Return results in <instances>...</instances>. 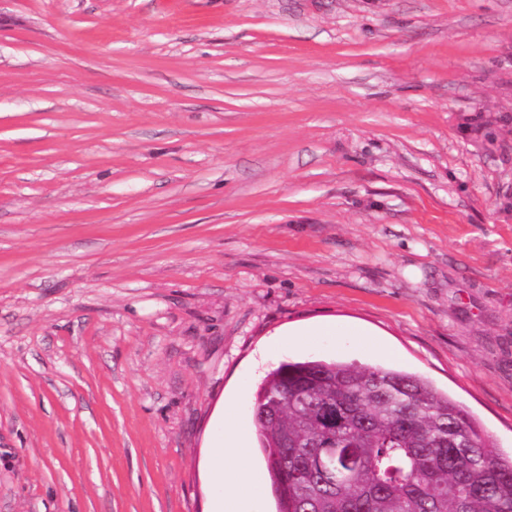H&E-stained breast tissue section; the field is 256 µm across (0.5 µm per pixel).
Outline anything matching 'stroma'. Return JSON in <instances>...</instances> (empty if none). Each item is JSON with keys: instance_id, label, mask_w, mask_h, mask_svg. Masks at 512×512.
Segmentation results:
<instances>
[{"instance_id": "stroma-1", "label": "stroma", "mask_w": 512, "mask_h": 512, "mask_svg": "<svg viewBox=\"0 0 512 512\" xmlns=\"http://www.w3.org/2000/svg\"><path fill=\"white\" fill-rule=\"evenodd\" d=\"M307 358L512 456V0H0V512H207ZM210 448L211 476L222 492L214 493L207 512H247L239 509L240 500L260 499L262 484L249 459L244 429L236 426L227 432L223 414L215 421Z\"/></svg>"}]
</instances>
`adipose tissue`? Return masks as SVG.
<instances>
[{
    "label": "adipose tissue",
    "instance_id": "1",
    "mask_svg": "<svg viewBox=\"0 0 512 512\" xmlns=\"http://www.w3.org/2000/svg\"><path fill=\"white\" fill-rule=\"evenodd\" d=\"M209 467L216 486L209 512H240L242 498H260L261 479L251 465L243 428L229 430L223 420H216Z\"/></svg>",
    "mask_w": 512,
    "mask_h": 512
}]
</instances>
